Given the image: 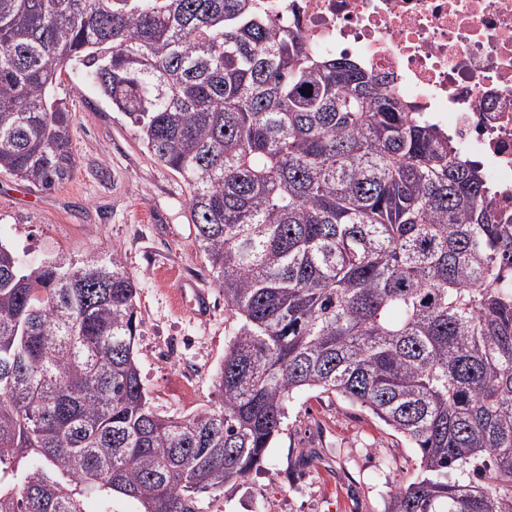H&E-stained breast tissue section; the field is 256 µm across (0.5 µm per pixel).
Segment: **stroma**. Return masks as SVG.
<instances>
[{
    "mask_svg": "<svg viewBox=\"0 0 512 512\" xmlns=\"http://www.w3.org/2000/svg\"><path fill=\"white\" fill-rule=\"evenodd\" d=\"M74 64L54 86L72 113L71 140L79 160L71 178L46 190L0 173V239L24 259L56 256L79 264L118 252L137 283L143 318L136 359L157 413L179 417L219 400L216 374L237 324L199 252L188 221L182 179L144 149L136 129L113 110ZM209 294L211 317L201 321L179 298L182 280ZM191 375L185 397L182 375ZM417 453L367 409L337 395L305 389L261 466L223 495L210 512H384L390 490L411 478Z\"/></svg>",
    "mask_w": 512,
    "mask_h": 512,
    "instance_id": "35a3bbf8",
    "label": "stroma"
}]
</instances>
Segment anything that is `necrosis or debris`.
I'll use <instances>...</instances> for the list:
<instances>
[{
	"label": "necrosis or debris",
	"instance_id": "obj_1",
	"mask_svg": "<svg viewBox=\"0 0 512 512\" xmlns=\"http://www.w3.org/2000/svg\"><path fill=\"white\" fill-rule=\"evenodd\" d=\"M278 23L346 54L445 131L512 210V0H274Z\"/></svg>",
	"mask_w": 512,
	"mask_h": 512
}]
</instances>
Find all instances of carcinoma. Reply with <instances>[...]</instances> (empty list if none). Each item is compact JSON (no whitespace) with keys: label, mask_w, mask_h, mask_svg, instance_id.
<instances>
[{"label":"carcinoma","mask_w":512,"mask_h":512,"mask_svg":"<svg viewBox=\"0 0 512 512\" xmlns=\"http://www.w3.org/2000/svg\"><path fill=\"white\" fill-rule=\"evenodd\" d=\"M267 0H0V172L78 164L53 94L73 63L188 187L239 328L220 403L165 417L143 390L137 286L116 253L25 265L0 241V512H205L303 389L416 449L386 512H512V215L448 136L324 56ZM88 512H138L139 505L123 495L112 494V497L91 496L85 500Z\"/></svg>","instance_id":"carcinoma-1"}]
</instances>
